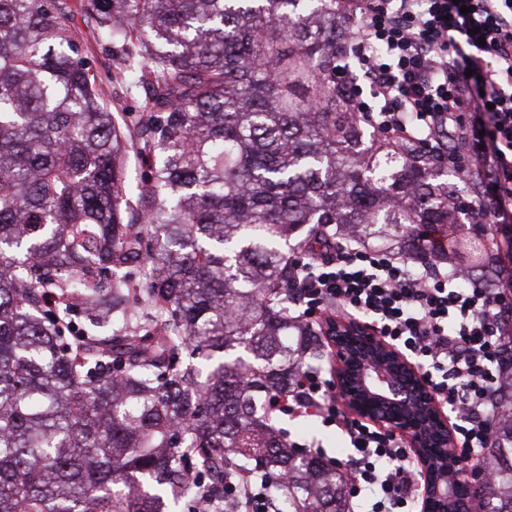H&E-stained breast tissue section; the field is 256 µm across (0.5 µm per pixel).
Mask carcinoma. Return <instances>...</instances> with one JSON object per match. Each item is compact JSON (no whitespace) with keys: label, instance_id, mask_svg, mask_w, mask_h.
<instances>
[{"label":"carcinoma","instance_id":"cac0c4a2","mask_svg":"<svg viewBox=\"0 0 512 512\" xmlns=\"http://www.w3.org/2000/svg\"><path fill=\"white\" fill-rule=\"evenodd\" d=\"M78 11L113 87L139 94L122 123ZM346 14L343 0H0V512L195 507L185 471L210 490L229 462L287 512H349L345 474L266 413L321 357L290 315L291 240L416 263L463 251V287L489 276L497 242L448 210L463 170L448 151L353 115L336 77ZM131 149L149 168L133 196ZM131 267L144 290L121 279ZM40 293L55 304L32 306ZM186 350L201 362L179 364ZM500 365L492 477L462 492L465 512H512V335ZM74 22L80 36L83 38L91 66L104 77L112 68L111 58L108 52L105 51L102 42L96 43V33L93 30L92 24L87 23L86 17L80 12H76Z\"/></svg>","mask_w":512,"mask_h":512}]
</instances>
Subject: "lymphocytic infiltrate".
Returning a JSON list of instances; mask_svg holds the SVG:
<instances>
[{
    "mask_svg": "<svg viewBox=\"0 0 512 512\" xmlns=\"http://www.w3.org/2000/svg\"><path fill=\"white\" fill-rule=\"evenodd\" d=\"M468 14H461V7ZM360 34L352 54L380 103L352 107L382 132L411 137L427 131L425 147L448 143L466 157L467 172L485 186L466 213L512 237V0H349ZM386 54L373 51L376 44ZM295 300L313 325L341 312L374 323L385 341L420 366L434 397L448 405L465 459L490 448L489 393L502 348L512 275L500 290L460 288L455 275L369 247H336L293 256ZM275 411L316 415L336 428L352 453L347 494L370 493L369 512H416L422 498L419 465L395 433L341 411L324 371L301 374L270 400ZM233 512H274L262 477L225 479Z\"/></svg>",
    "mask_w": 512,
    "mask_h": 512,
    "instance_id": "obj_1",
    "label": "lymphocytic infiltrate"
}]
</instances>
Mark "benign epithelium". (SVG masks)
<instances>
[{
	"mask_svg": "<svg viewBox=\"0 0 512 512\" xmlns=\"http://www.w3.org/2000/svg\"><path fill=\"white\" fill-rule=\"evenodd\" d=\"M331 332L334 387L353 414L405 436L418 454L431 444L430 436L434 435L442 455L459 459L448 417L426 390L413 363L359 320L338 318ZM422 467L423 494L428 503L435 497L445 500L450 494L456 495L465 478H473L462 471L448 486L434 480L428 464Z\"/></svg>",
	"mask_w": 512,
	"mask_h": 512,
	"instance_id": "benign-epithelium-1",
	"label": "benign epithelium"
}]
</instances>
